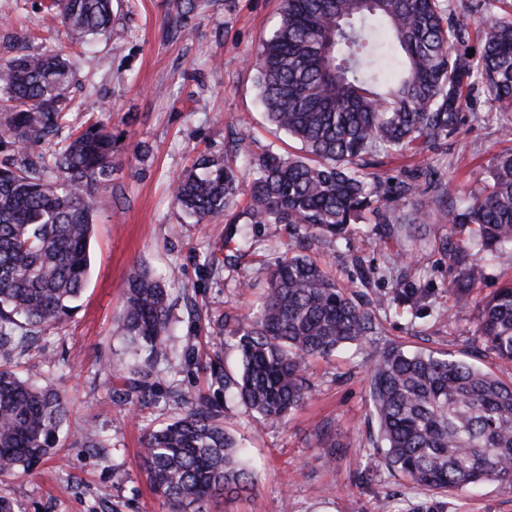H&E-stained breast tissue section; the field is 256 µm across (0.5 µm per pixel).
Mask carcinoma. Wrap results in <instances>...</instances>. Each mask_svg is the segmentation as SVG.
<instances>
[{"label":"carcinoma","mask_w":512,"mask_h":512,"mask_svg":"<svg viewBox=\"0 0 512 512\" xmlns=\"http://www.w3.org/2000/svg\"><path fill=\"white\" fill-rule=\"evenodd\" d=\"M68 41L82 45L112 27V0H52ZM480 50L468 56V25L445 0H282L280 22L257 55L259 97L268 120L301 144L287 155L268 148L249 159V206L235 223L286 224L292 234L337 242L366 215L393 236L439 211L449 224H472L470 238L449 250L456 276L448 288L458 312L477 306V330L489 351L512 366V280L474 304L481 270L470 257L512 251V151L493 157L485 186L467 204L430 194L432 173L420 164L394 177L370 169L378 158L429 151L462 123V91L512 108V19L482 17ZM398 67L374 66L383 53ZM77 80L70 56L32 52L24 43L0 58V480L24 473L60 443L63 395L13 369L12 351L73 309L90 274L94 211L112 205V130L95 122L58 140L73 111ZM242 191L232 157H201L173 187L180 210L200 224L229 210ZM268 275L257 311L218 323L235 341L236 376L212 367L216 382L272 424L301 408L310 392L311 359L377 334L373 308L353 299L314 260L288 248ZM420 288L393 300L421 302ZM168 289L141 268L122 292L120 338L166 363L170 352ZM118 396L126 404L158 398L149 367L128 364ZM370 416L382 451L376 462L414 487L444 497L497 481L512 486V383L446 350L410 352L384 344L367 369ZM181 417L150 433L140 467L170 512H206L218 496L254 488L222 410L187 402Z\"/></svg>","instance_id":"carcinoma-1"}]
</instances>
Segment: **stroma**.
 I'll list each match as a JSON object with an SVG mask.
<instances>
[{
	"label": "stroma",
	"instance_id": "35a3bbf8",
	"mask_svg": "<svg viewBox=\"0 0 512 512\" xmlns=\"http://www.w3.org/2000/svg\"><path fill=\"white\" fill-rule=\"evenodd\" d=\"M43 3L0 0V40L22 33L30 49L70 50L64 28ZM112 9L111 32L84 46L80 77L70 89L77 102L93 96L95 121L112 129V206L93 217L91 272L78 310L14 354L22 376L52 384L68 407L65 444L30 472L0 484L19 512H167L141 472L139 451L150 430L182 409L164 397L132 408L113 390V376L128 360L116 336L121 289L138 267L169 283L168 346L189 356L176 374L165 363L156 365L159 392L203 395L225 408V426L255 466L251 494L212 504V512H512V489L496 482L441 498L373 466L378 427L369 416L366 377L373 345L312 360L309 399L278 425L250 415L213 384L211 363L237 370L230 339H215L216 321L256 309L291 235L284 224H255L248 245H240L237 225L226 218L197 224L183 214L171 185L200 156L223 152L239 132L245 136L238 160L243 182L252 179L249 155L270 145L297 152L298 143L267 122L257 96L255 56L280 20V0H210L183 25L176 0H138L133 7L113 0ZM462 109L459 131L446 146L426 152L425 163L438 187L450 183L465 196L481 188L492 158L512 148V110H489L477 91L464 96ZM420 232L421 240L412 243L357 224L338 245L314 242L308 254L359 302L389 298L378 312V342L445 348L497 371L474 318L455 316L456 298L448 291L455 268L447 245L467 238L470 227L434 215ZM406 248L416 270L412 284L425 293L415 306L391 300L402 270L394 256ZM473 260L483 268L471 288L474 300L512 279V252ZM363 264L375 270L366 283L359 274ZM87 430L99 435L101 447L76 443Z\"/></svg>",
	"mask_w": 512,
	"mask_h": 512
}]
</instances>
